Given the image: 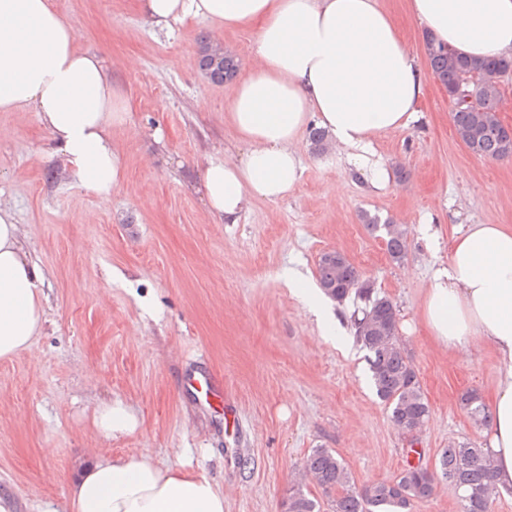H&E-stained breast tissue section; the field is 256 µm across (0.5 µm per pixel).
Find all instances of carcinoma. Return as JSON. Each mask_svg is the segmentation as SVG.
<instances>
[{"label":"carcinoma","mask_w":512,"mask_h":512,"mask_svg":"<svg viewBox=\"0 0 512 512\" xmlns=\"http://www.w3.org/2000/svg\"><path fill=\"white\" fill-rule=\"evenodd\" d=\"M201 52L220 58L214 81L233 78L238 70L236 56L203 42ZM426 54L434 77L448 91L462 81L468 82L472 102H457L452 122L457 136L470 151L484 159L504 160L512 157V140L505 141L497 112L500 97L493 75L512 69V58H498L480 68L467 58L432 42ZM372 233L384 231L389 255L404 257L406 241L393 224H380L375 217H364ZM318 284L324 293L340 304L351 297L362 303L354 315L353 329L357 344L366 351L370 378L377 397L390 412L392 424L401 432L421 431L430 418V407L417 374L403 345L396 336L398 313L385 295L363 280L357 268L345 260L339 266L318 262ZM462 408L478 426H486L490 415L481 397L473 390L462 394ZM305 472L322 489V502L302 484L288 495V512H413L414 505L430 498L440 484H449L459 492L460 512H492L500 491L493 482L488 450L467 440L450 442L442 449L435 468L409 464L393 480L358 487L345 463L329 448H315L307 456Z\"/></svg>","instance_id":"1"}]
</instances>
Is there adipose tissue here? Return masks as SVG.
<instances>
[{
	"label": "adipose tissue",
	"mask_w": 512,
	"mask_h": 512,
	"mask_svg": "<svg viewBox=\"0 0 512 512\" xmlns=\"http://www.w3.org/2000/svg\"><path fill=\"white\" fill-rule=\"evenodd\" d=\"M423 38L480 65L512 57V0H406ZM152 27L190 18L256 29L253 60L237 77L229 118L246 150L210 157L199 187L208 211L237 223L250 201L284 199L303 171L296 145L310 122L324 128L373 186L390 173L368 155L379 133L406 128L424 94L416 57L378 0H138ZM52 0H0V111L31 109L71 177L110 200L125 165L111 139L125 126L123 93ZM45 273L27 259L11 207L0 205V359L28 350L45 318ZM422 320L451 353L472 342L507 369L492 394L488 448L499 490L512 489V225L455 229ZM71 512H224L206 478L160 466L150 452L97 454L69 487Z\"/></svg>",
	"instance_id": "obj_1"
}]
</instances>
